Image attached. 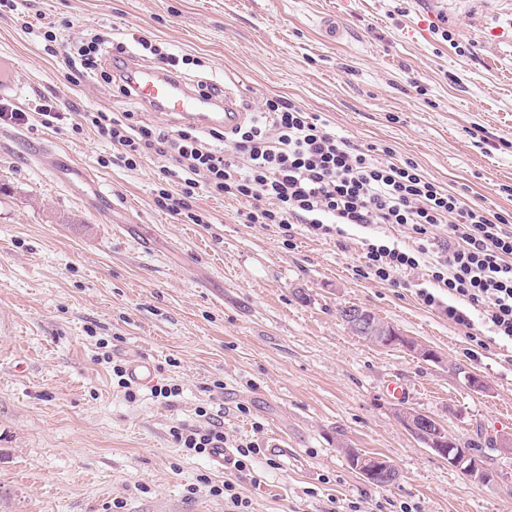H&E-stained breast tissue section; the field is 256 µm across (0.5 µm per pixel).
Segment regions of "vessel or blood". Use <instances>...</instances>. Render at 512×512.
I'll return each instance as SVG.
<instances>
[{"mask_svg": "<svg viewBox=\"0 0 512 512\" xmlns=\"http://www.w3.org/2000/svg\"><path fill=\"white\" fill-rule=\"evenodd\" d=\"M126 78L140 103L179 116L197 126H220L229 133L247 119L246 112H243L232 96H225L224 109L218 112L214 109L212 99L192 94L180 80L152 69L131 66Z\"/></svg>", "mask_w": 512, "mask_h": 512, "instance_id": "b4317fda", "label": "vessel or blood"}]
</instances>
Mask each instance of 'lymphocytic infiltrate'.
<instances>
[{
	"instance_id": "obj_1",
	"label": "lymphocytic infiltrate",
	"mask_w": 512,
	"mask_h": 512,
	"mask_svg": "<svg viewBox=\"0 0 512 512\" xmlns=\"http://www.w3.org/2000/svg\"><path fill=\"white\" fill-rule=\"evenodd\" d=\"M82 118L112 145V164L133 170L143 156L161 159L164 182L156 203L195 224L207 218L191 199L199 186L251 201L248 224L283 230L304 225L314 235L346 236L352 226L402 224L415 248L381 238L364 242L365 275L396 282L400 273L427 267L418 296L454 324L472 328L479 312L492 338L512 344V230L502 215L469 204L425 177L411 162L398 164L337 138L317 118L281 96L265 98L232 140L213 128L168 131L131 112H86ZM198 423L171 429L177 447L192 455L227 448L229 464L249 469L260 448L230 443L207 409Z\"/></svg>"
}]
</instances>
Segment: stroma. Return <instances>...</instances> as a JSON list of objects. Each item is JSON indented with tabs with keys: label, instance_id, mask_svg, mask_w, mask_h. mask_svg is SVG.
Masks as SVG:
<instances>
[{
	"label": "stroma",
	"instance_id": "stroma-1",
	"mask_svg": "<svg viewBox=\"0 0 512 512\" xmlns=\"http://www.w3.org/2000/svg\"><path fill=\"white\" fill-rule=\"evenodd\" d=\"M0 12V64L21 89L24 124L0 125V512H225L209 488L232 481L252 512H512V348L478 347L422 304L426 268L396 283L363 276L362 242L413 248L408 227H352L347 238L246 224L245 200L197 188L203 224L156 205L157 161L103 165L110 144L59 112H134L182 122L81 76L29 34L53 23L71 44L106 38L155 67L147 40L181 58L190 90L214 85L245 111L279 95L338 137L389 150L467 203L512 221V0H20ZM341 35L327 40L322 16ZM356 305L436 353L424 361L353 335ZM149 359L171 402L128 401L103 353ZM485 383L473 391L467 376ZM400 381L405 394L386 387ZM223 389H216V382ZM217 415L230 440L262 450L248 472L177 448L169 430ZM433 417L482 446L490 483L467 476L401 424ZM283 447L276 466L264 455ZM387 458L396 483L351 469L343 446Z\"/></svg>",
	"mask_w": 512,
	"mask_h": 512
}]
</instances>
